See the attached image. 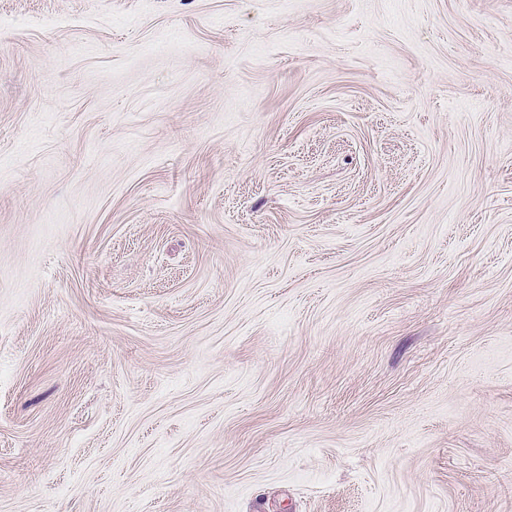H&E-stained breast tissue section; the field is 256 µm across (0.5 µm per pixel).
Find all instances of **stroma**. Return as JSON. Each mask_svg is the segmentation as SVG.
Here are the masks:
<instances>
[{
    "label": "stroma",
    "instance_id": "35a3bbf8",
    "mask_svg": "<svg viewBox=\"0 0 512 512\" xmlns=\"http://www.w3.org/2000/svg\"><path fill=\"white\" fill-rule=\"evenodd\" d=\"M0 512H512V0H0Z\"/></svg>",
    "mask_w": 512,
    "mask_h": 512
}]
</instances>
